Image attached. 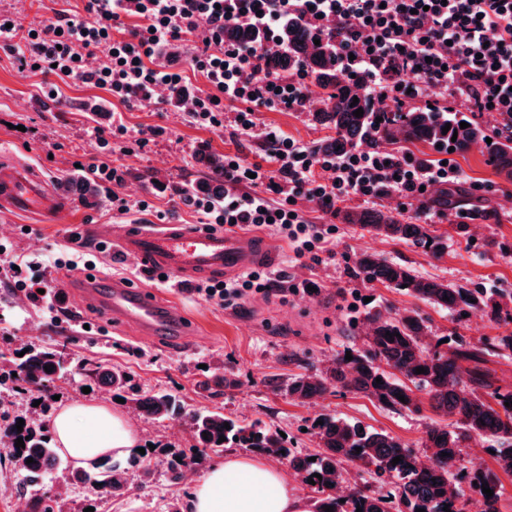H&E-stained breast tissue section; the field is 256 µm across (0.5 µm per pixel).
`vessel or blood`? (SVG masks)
I'll list each match as a JSON object with an SVG mask.
<instances>
[{
	"label": "vessel or blood",
	"mask_w": 512,
	"mask_h": 512,
	"mask_svg": "<svg viewBox=\"0 0 512 512\" xmlns=\"http://www.w3.org/2000/svg\"><path fill=\"white\" fill-rule=\"evenodd\" d=\"M0 210L52 220L62 212L41 177L14 166L0 167ZM118 247L125 256L186 281L233 279L275 262L278 255L276 247L261 237L181 224L124 230L118 236ZM73 292L83 304L101 306L114 323L135 327L149 339L180 342L191 330L178 309L159 302L150 290L121 279L103 283L82 274L75 278Z\"/></svg>",
	"instance_id": "b4317fda"
}]
</instances>
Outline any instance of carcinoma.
Wrapping results in <instances>:
<instances>
[{"label":"carcinoma","mask_w":512,"mask_h":512,"mask_svg":"<svg viewBox=\"0 0 512 512\" xmlns=\"http://www.w3.org/2000/svg\"><path fill=\"white\" fill-rule=\"evenodd\" d=\"M320 40L315 45L314 40ZM261 32L248 24L224 28V44L258 46ZM278 41L287 52L272 51L265 56V66L273 72L306 71L311 83L320 89L316 120L331 131L316 150L324 155L341 157L367 142H386L410 147L423 144L436 153L466 155L473 147L483 145L490 163L498 174L512 180V119H494V126L473 119H461L445 109H410L406 112H385L367 93L361 82L348 80L342 72L331 39L317 33L302 19L288 17L278 27ZM358 103H353V98ZM363 109L357 117L354 111ZM381 117L383 121L376 122ZM469 127L460 128L461 122ZM448 132H443L445 126ZM456 141H451V138ZM492 142H486V139ZM205 163L213 173L210 192L224 194V157L210 154ZM80 187V201L95 204V184L85 177L66 176L60 182L68 194ZM351 224L392 240L410 242L438 254L444 249L440 236L433 234L427 224L403 222L388 210L352 211L345 214ZM358 274L370 284H381L403 291L422 302L447 310L460 320L464 315L480 313L492 320L512 321V292L489 293L483 288L450 285L415 275L402 264L390 263L375 254L361 252L356 256ZM449 300H444V297ZM393 337L386 336V333ZM443 337L429 333L426 319L416 310L402 314L376 311L366 318L362 346L336 355L331 364L314 374H299L288 379V395L302 403L320 398L335 388L362 394L385 408L396 411H418L421 400L416 392L425 394L430 407L449 422L436 421L428 426L424 447L431 449L429 464L398 438L386 433L360 429V425L334 416H323V424L312 421L310 429L318 440L319 451L302 455L288 446L280 429L260 421L245 422L220 411L189 415L188 428L193 447L210 450L251 448L256 452L288 458L289 466L303 481L318 473L322 479L313 485L317 497L312 512H502L503 491L498 475L489 470L467 466L462 456V444L478 437L496 443L495 456L506 473H512V390L492 387L488 374L478 368L461 366L463 361H482L485 348H465L462 337L453 343H441ZM491 350L499 356H512V332L496 336ZM0 381L15 378L36 389H45L63 378L67 370L65 352L57 348L29 347L23 356L9 357L0 353ZM51 369L46 370L44 366ZM426 372L418 374L416 368ZM97 383L118 394L138 415L152 420H164L182 413L184 406L171 394L141 396L131 391L130 378L120 370L96 366L91 369ZM381 383H376V379ZM404 396L400 401L398 396ZM511 406H505V403ZM230 428H224V424ZM17 421L5 422L13 439L29 437L25 447H12L11 458L23 473L24 482L37 486L55 467L60 458L46 430L32 420L17 432ZM226 441H219V437ZM361 451H356V448ZM447 456H441V453ZM398 464H392L395 457ZM33 462L26 463L27 459ZM355 463L369 469L372 484L348 489L347 495H337V489L349 485L344 464ZM172 480L178 481L189 468L186 457L165 460ZM98 482L112 490L128 487L127 471L118 464L102 461L97 464ZM494 491L488 497L482 487Z\"/></svg>","instance_id":"cac0c4a2"}]
</instances>
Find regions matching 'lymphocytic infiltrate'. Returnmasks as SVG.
Segmentation results:
<instances>
[{
  "label": "lymphocytic infiltrate",
  "mask_w": 512,
  "mask_h": 512,
  "mask_svg": "<svg viewBox=\"0 0 512 512\" xmlns=\"http://www.w3.org/2000/svg\"><path fill=\"white\" fill-rule=\"evenodd\" d=\"M124 14L137 17L139 24L129 38L112 39L110 32ZM288 16L335 36L345 74L368 70V92L386 111L403 112L437 95L479 119L512 116V0H85L83 13L61 12L54 22L25 35L17 60L23 68L51 69L123 100H147L158 88L182 83V73L172 67L178 42L201 28L204 46L190 66L211 91L193 97L190 114L198 124L216 126L223 99L241 102L236 123L247 135L257 110L301 109L308 102L306 73L285 77L263 63L266 51L278 49L274 32ZM242 20L265 33L262 47L225 45V26ZM99 54L108 57V65L90 67V58ZM269 158L270 171L225 160L223 198L191 196L187 202L206 228L273 227L297 256L314 261L327 251L330 239L311 231L296 198L330 211L344 197L372 202L394 196L418 201L424 216L430 192L459 178L454 161L426 164L380 145L336 158L277 138ZM279 176L288 181V195L275 204L264 192ZM245 184L251 192H242ZM270 284L268 276L254 271L208 284L203 294L224 307L250 291H267Z\"/></svg>",
  "instance_id": "obj_1"
}]
</instances>
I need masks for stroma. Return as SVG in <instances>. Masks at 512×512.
I'll list each match as a JSON object with an SVG mask.
<instances>
[{"mask_svg": "<svg viewBox=\"0 0 512 512\" xmlns=\"http://www.w3.org/2000/svg\"><path fill=\"white\" fill-rule=\"evenodd\" d=\"M82 12V0H0V13L15 15L23 27L53 20L57 11ZM22 43L0 42V157L26 163L44 178L49 191L57 180L75 172L77 165L100 159L96 132L123 128L113 138L115 164L126 177L120 187L98 182L99 200L87 206L77 198L60 196L66 209L62 222L54 223L23 213L0 211V350L25 346L66 347L72 370L51 387L60 405L95 401L115 405V393L92 383L88 369L100 365L129 373L140 393H171L190 411H220L225 415L259 420L279 428L297 450L317 452V441L309 433L313 418L334 415L399 438L418 456H425L422 443L436 414L429 405L420 411H393L362 395L337 390L300 403L276 387L288 377L326 366L344 348L359 344L362 320L374 310H418L436 336H459L464 343L478 345L495 336L512 332V322L495 323L475 314L465 320L409 295L380 284L366 283L355 271L356 253L368 251L383 259L410 267L424 278H435L470 288L494 292L512 290V181L498 175L486 153L472 150L456 157L460 179L447 187L459 197L458 209L430 219L433 230L446 245L432 254L409 243L368 233L359 225L346 223L342 211L359 207V200L336 203V214L321 212L315 203L298 200L310 223L318 229H333L330 251L319 261L295 256L278 231L265 236L279 250L280 259L269 268L276 278V291L251 292L234 305L221 307L177 277L158 280L140 264L115 249L98 251L93 229L117 234L127 226L184 224L197 226L199 218L184 204L185 192L207 185L210 171L204 154L239 156L248 163H262L270 146L267 133L313 145L325 138L327 129L314 117V105L295 110L281 107L255 116L252 135L235 131L241 105L224 100L220 127H202L192 122L187 108L161 94L153 103L119 102L105 89L77 79L59 80L52 74H31L19 67L14 49ZM55 86L56 103L47 108L36 101L43 85ZM99 103L103 116L81 111L83 102ZM146 146H139V139ZM127 200L129 209L112 208V194ZM480 204V215L460 224L459 211ZM81 250L91 259L94 275L118 277L153 290L172 303L193 324L197 333L189 344L156 346L137 338L133 331L113 328L100 311L82 306L74 295H66L59 314H52L47 301H33L9 285L8 263L19 255L68 256ZM317 283L314 296L291 294L292 283ZM233 377L235 386L202 391L204 377ZM141 446L156 451L192 455L187 421L179 417L148 421L132 417ZM224 459L223 452L207 451L200 464L192 466L191 479L172 486L163 465H156L154 479L145 487H133L120 495L92 481L71 485L59 494L57 473H50L36 487H22L21 476L7 450L0 448V512H17L31 506L33 499L48 496L54 512H167L172 495L189 501L195 481L207 468Z\"/></svg>", "mask_w": 512, "mask_h": 512, "instance_id": "stroma-1", "label": "stroma"}]
</instances>
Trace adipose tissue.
Returning a JSON list of instances; mask_svg holds the SVG:
<instances>
[{
    "mask_svg": "<svg viewBox=\"0 0 512 512\" xmlns=\"http://www.w3.org/2000/svg\"><path fill=\"white\" fill-rule=\"evenodd\" d=\"M60 451L78 467L92 470L103 456H123L139 434L120 410L83 404L60 409L51 421ZM190 512H307L280 468L249 457H228L197 481Z\"/></svg>",
    "mask_w": 512,
    "mask_h": 512,
    "instance_id": "1",
    "label": "adipose tissue"
}]
</instances>
